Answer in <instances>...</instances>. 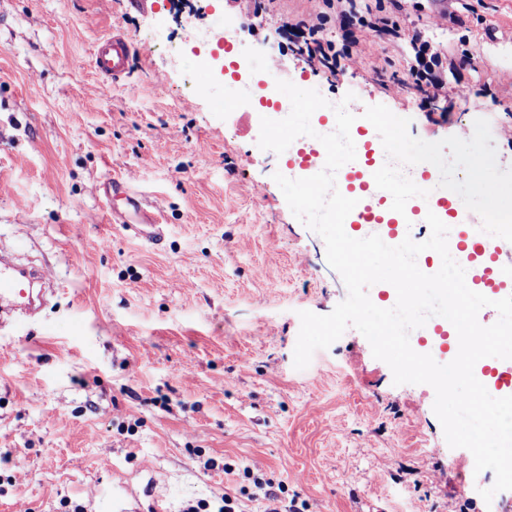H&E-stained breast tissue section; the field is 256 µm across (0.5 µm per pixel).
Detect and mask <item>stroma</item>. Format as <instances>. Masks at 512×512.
<instances>
[{"instance_id":"stroma-1","label":"stroma","mask_w":512,"mask_h":512,"mask_svg":"<svg viewBox=\"0 0 512 512\" xmlns=\"http://www.w3.org/2000/svg\"><path fill=\"white\" fill-rule=\"evenodd\" d=\"M406 8L425 39L472 57L454 110L374 81L372 61L406 74L400 43L338 78L293 59L279 79L385 105L428 142L487 120L512 169V0H454L455 23L430 0ZM249 27L226 0H0V242L52 285L36 320L0 328V512H218L227 495L259 512L228 463L284 482L308 512L512 508V490L483 499L495 475L449 447L434 389L394 384L357 329L295 369L299 311L328 314L347 289L274 181L289 156L259 148V113L198 84L212 35L263 75L274 28ZM115 30L133 58L112 84L89 59ZM116 175L161 209V245L112 223Z\"/></svg>"}]
</instances>
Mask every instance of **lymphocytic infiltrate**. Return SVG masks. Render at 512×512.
Here are the masks:
<instances>
[{
    "instance_id": "lymphocytic-infiltrate-1",
    "label": "lymphocytic infiltrate",
    "mask_w": 512,
    "mask_h": 512,
    "mask_svg": "<svg viewBox=\"0 0 512 512\" xmlns=\"http://www.w3.org/2000/svg\"><path fill=\"white\" fill-rule=\"evenodd\" d=\"M239 12L277 20L280 56L291 55L313 70L339 75L362 63L366 50L377 41L410 42L413 53L408 71L414 88L426 100L446 97V74L470 65L469 55L454 59L438 46L411 33L403 0H386L373 10L360 9L356 0H312L311 10L290 19L282 17V0H234ZM339 39H331V29Z\"/></svg>"
}]
</instances>
